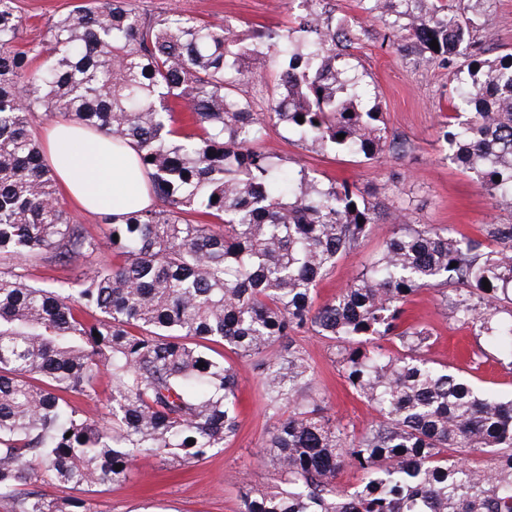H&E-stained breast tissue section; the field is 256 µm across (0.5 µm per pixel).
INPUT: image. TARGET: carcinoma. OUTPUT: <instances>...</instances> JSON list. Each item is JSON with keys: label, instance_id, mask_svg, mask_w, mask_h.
<instances>
[{"label": "carcinoma", "instance_id": "cac0c4a2", "mask_svg": "<svg viewBox=\"0 0 512 512\" xmlns=\"http://www.w3.org/2000/svg\"><path fill=\"white\" fill-rule=\"evenodd\" d=\"M360 2L383 23L382 43L452 77L467 69L440 131L447 158L512 208V52L487 59L474 40L489 24L485 0H471L473 18L448 15V0ZM301 3L291 25L246 43L177 10L80 0L20 49L17 0H0V498L12 512H75L43 487L119 483L140 455L190 467L224 447L239 431V375L218 345L254 362L276 419L261 460L280 482L243 485L240 512H512V399L432 360V333L405 320L410 297L434 288L512 359V224L488 225L485 245L412 224L399 205L374 259L314 306L317 283L382 212L356 186L265 151L267 125L367 161L405 145L348 75L368 29L328 0ZM271 68L258 112L251 79ZM43 114L135 144L155 203L105 215L100 236L73 223L33 132ZM105 249L119 262L52 288L26 274ZM305 332L333 342L377 412L361 432L313 393L294 344ZM102 372L110 391L96 419L80 403L99 401ZM476 454L490 465L470 466ZM346 466L362 473L351 490L336 483Z\"/></svg>", "mask_w": 512, "mask_h": 512}]
</instances>
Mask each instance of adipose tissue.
I'll use <instances>...</instances> for the list:
<instances>
[{"label":"adipose tissue","mask_w":512,"mask_h":512,"mask_svg":"<svg viewBox=\"0 0 512 512\" xmlns=\"http://www.w3.org/2000/svg\"><path fill=\"white\" fill-rule=\"evenodd\" d=\"M47 160L63 195L83 210L122 215L151 204L150 184L134 144L91 133L62 118L45 126Z\"/></svg>","instance_id":"ef3b65f1"}]
</instances>
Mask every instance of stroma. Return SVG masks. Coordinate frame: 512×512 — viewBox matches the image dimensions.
<instances>
[{
	"label": "stroma",
	"instance_id": "obj_1",
	"mask_svg": "<svg viewBox=\"0 0 512 512\" xmlns=\"http://www.w3.org/2000/svg\"><path fill=\"white\" fill-rule=\"evenodd\" d=\"M75 0H17L25 39H41L54 18L71 9ZM141 12L158 13L176 6L206 22L229 25L241 37L254 28L284 27L298 14V0H132ZM353 65L372 95L367 107L381 112L389 132L403 139L404 153L378 162H364L328 149H311L289 136L283 126L266 130L265 147L288 161H300L319 176L356 184L369 202L383 207L405 201L414 224H442L470 238L482 239L485 224H512V208L493 207L469 172L446 160L439 131L450 110V82L444 70L414 56L363 40L354 51ZM386 222L372 226L359 250L340 258L316 287L315 302L333 299L356 270L379 250L388 233ZM408 320L432 328L436 342L430 352L484 391L512 397V361L502 356L485 337L477 336L445 311L434 290L421 289L408 305ZM315 371V386L330 414L348 429L361 431L374 418L373 409L358 398L334 361L328 340L300 334ZM241 426L234 440L212 449L191 467H171L158 459L138 458L124 482L73 490L52 486L56 499L78 498L83 512H239L238 488L249 481L257 486L276 483L273 467L261 463L259 452L273 428L259 395V371L238 361Z\"/></svg>",
	"mask_w": 512,
	"mask_h": 512
}]
</instances>
